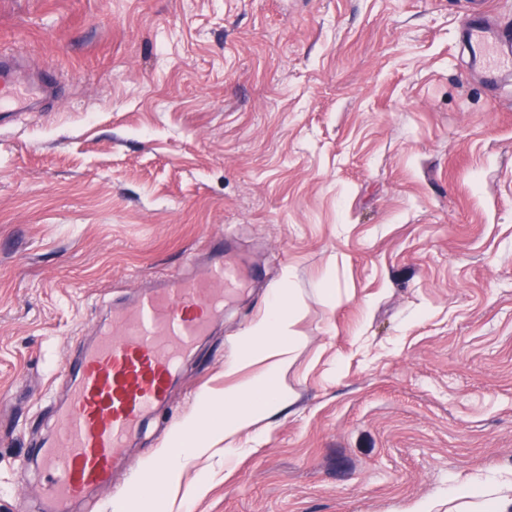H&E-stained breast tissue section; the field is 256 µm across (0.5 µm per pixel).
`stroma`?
Here are the masks:
<instances>
[{
  "label": "stroma",
  "instance_id": "35a3bbf8",
  "mask_svg": "<svg viewBox=\"0 0 512 512\" xmlns=\"http://www.w3.org/2000/svg\"><path fill=\"white\" fill-rule=\"evenodd\" d=\"M470 0H0L39 108L0 122V512H43L29 449L64 363L215 244L244 281L131 439L164 458L271 288L294 401L216 443L151 512H512V76L457 29ZM332 283L326 294L324 283Z\"/></svg>",
  "mask_w": 512,
  "mask_h": 512
}]
</instances>
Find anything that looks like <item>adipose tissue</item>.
Listing matches in <instances>:
<instances>
[{"instance_id": "1", "label": "adipose tissue", "mask_w": 512, "mask_h": 512, "mask_svg": "<svg viewBox=\"0 0 512 512\" xmlns=\"http://www.w3.org/2000/svg\"><path fill=\"white\" fill-rule=\"evenodd\" d=\"M294 313L295 299L290 289H275L263 318L238 337L224 364L225 374L233 375L251 363L264 360L268 363L265 372L239 382L224 395H201L196 412L178 426L166 463L154 483L116 503L115 512H131L135 505L152 500L194 456L220 440H232L257 419L287 404L289 397L280 375L296 343L291 331Z\"/></svg>"}]
</instances>
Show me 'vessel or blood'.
Masks as SVG:
<instances>
[{
	"instance_id": "vessel-or-blood-1",
	"label": "vessel or blood",
	"mask_w": 512,
	"mask_h": 512,
	"mask_svg": "<svg viewBox=\"0 0 512 512\" xmlns=\"http://www.w3.org/2000/svg\"><path fill=\"white\" fill-rule=\"evenodd\" d=\"M459 35L488 81L512 70V34L490 29L479 10L467 15ZM40 92L0 61V112L34 110ZM238 283L237 268L221 259L198 276L165 279L129 313L112 314L96 342L63 367L71 392L54 443L39 450L49 482L46 512H67L71 501L111 485L128 438L166 403L181 358L209 331Z\"/></svg>"
}]
</instances>
